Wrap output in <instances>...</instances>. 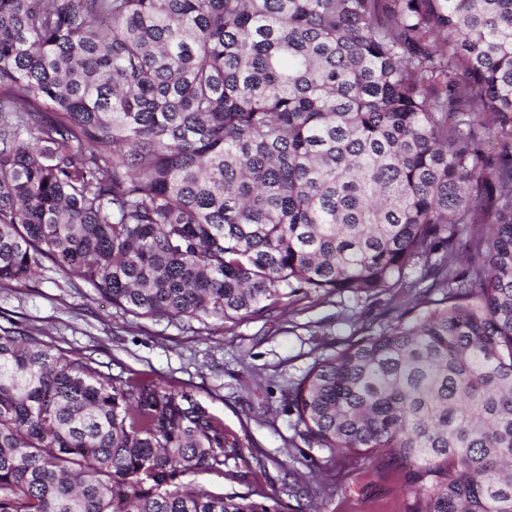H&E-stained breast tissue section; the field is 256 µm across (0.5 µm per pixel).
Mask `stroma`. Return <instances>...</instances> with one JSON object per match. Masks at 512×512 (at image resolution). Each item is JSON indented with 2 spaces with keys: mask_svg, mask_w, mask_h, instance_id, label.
Returning <instances> with one entry per match:
<instances>
[{
  "mask_svg": "<svg viewBox=\"0 0 512 512\" xmlns=\"http://www.w3.org/2000/svg\"><path fill=\"white\" fill-rule=\"evenodd\" d=\"M397 301L392 291L299 295L235 323L170 322L117 313L89 286L45 268L28 282L0 283V327L92 358L105 373L191 388L239 448L223 472L199 474L211 493L246 497L267 512H409L413 494L402 468L382 452L347 459L309 446L284 401L293 382L359 326L386 327ZM328 466L335 490L289 494L287 474Z\"/></svg>",
  "mask_w": 512,
  "mask_h": 512,
  "instance_id": "stroma-1",
  "label": "stroma"
}]
</instances>
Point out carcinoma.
<instances>
[{"mask_svg":"<svg viewBox=\"0 0 512 512\" xmlns=\"http://www.w3.org/2000/svg\"><path fill=\"white\" fill-rule=\"evenodd\" d=\"M170 322L430 281L287 405L512 512V0H0V282ZM443 298L430 299V291ZM185 388L0 329V512H259Z\"/></svg>","mask_w":512,"mask_h":512,"instance_id":"1","label":"carcinoma"}]
</instances>
